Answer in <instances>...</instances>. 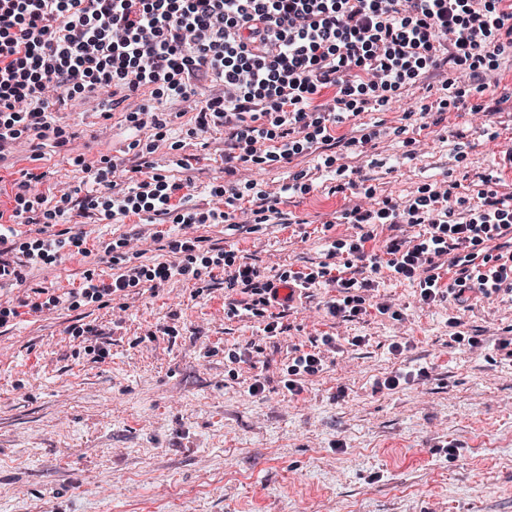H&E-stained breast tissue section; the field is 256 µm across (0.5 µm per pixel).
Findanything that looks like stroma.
Here are the masks:
<instances>
[{"label":"stroma","mask_w":512,"mask_h":512,"mask_svg":"<svg viewBox=\"0 0 512 512\" xmlns=\"http://www.w3.org/2000/svg\"><path fill=\"white\" fill-rule=\"evenodd\" d=\"M359 116L336 126L335 146L292 159L269 157L224 169V127L199 129L195 112L166 82L116 107L106 96L75 94L57 103L54 133H22L0 163V207L11 210L24 172L41 175L26 195L42 220L39 195L80 188L105 201L107 190L77 159L98 168L142 169L181 185L198 211L223 208L211 188L235 187L239 207L276 203L268 223L194 229L206 248L277 278L317 268L325 242L359 236L344 215L355 206L397 202L453 186L458 211L477 202L485 177L512 191V42L485 57L426 66L397 90L354 97ZM146 107L163 127L143 130L126 115ZM71 217L88 257L26 270L0 284V303L20 306L33 291L62 294L91 269L110 278L112 245L141 231V263L169 260L167 239L136 216ZM365 311L326 315L331 288L295 300L282 332L263 338L255 317H227L224 274L205 282L172 280L131 289L119 307L79 303L21 313L0 327V512H512V361L498 351L512 334V301L442 299L419 304L412 282L381 269ZM397 304L401 320L379 313ZM479 337V351L454 342L449 318ZM90 326L108 350L85 355L73 329ZM174 327L176 336L166 335ZM336 337L339 351L303 393L284 395L280 370L293 346ZM365 337L352 348L347 340ZM404 343L402 354L390 351ZM261 354L231 364L228 350ZM428 368L426 380L393 391L374 388L395 371ZM262 377L265 391L247 387ZM459 450L448 460L446 445Z\"/></svg>","instance_id":"1"}]
</instances>
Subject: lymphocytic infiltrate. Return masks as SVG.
<instances>
[{
	"mask_svg": "<svg viewBox=\"0 0 512 512\" xmlns=\"http://www.w3.org/2000/svg\"><path fill=\"white\" fill-rule=\"evenodd\" d=\"M496 0H0V153L22 132L44 137L51 127V99L71 92L91 93L121 87L135 93L164 79L173 96L189 99L200 72L224 83V106L200 110L199 127L209 118L224 122V161L247 146L256 156L274 143L288 159L314 144L332 141L331 127L347 117L349 96L357 89L400 87L413 67L468 55L478 41L506 29L496 17ZM336 87L327 115L308 106L321 89ZM97 183L111 191L105 217L147 213L173 216L187 230L198 224L225 223L240 198L228 188L224 209L205 213L174 201L162 177L141 180L123 189L106 170ZM479 203L456 216L450 190L396 204L383 200L376 209H352L348 217L362 227L350 243L331 242L328 261L309 273L288 271L272 280L255 266L236 264L233 253L199 256L196 237L173 238L172 260L153 266L131 260L134 236L120 240L113 252L111 280L85 272L78 287L46 300L31 298V312L52 311L79 302L108 304L140 283L152 287L172 279H201L215 268L224 270V288L247 294L246 311L264 322L266 337L279 333L275 309L293 302L296 292L322 283L335 294L328 314L355 318L362 314L363 291L371 274L388 268L415 282L418 301L432 305L449 296L458 303L468 297L512 295V250L479 255L478 246L512 235V193L477 194ZM17 214L0 209V279L21 278L26 266H43L62 258L65 246L89 255L84 236L70 240L50 234L18 243L10 235ZM421 224L418 242L393 239L382 251L366 250L372 240L369 224ZM350 258L336 265L341 251ZM450 257L454 275L440 287L436 271ZM369 277L349 275L353 264ZM336 339L323 336L313 349L294 348L281 382L291 395L300 394L304 378L324 367L325 352Z\"/></svg>",
	"mask_w": 512,
	"mask_h": 512,
	"instance_id": "obj_1",
	"label": "lymphocytic infiltrate"
}]
</instances>
